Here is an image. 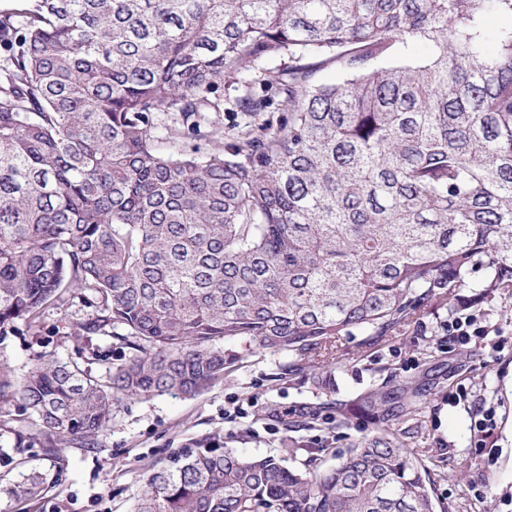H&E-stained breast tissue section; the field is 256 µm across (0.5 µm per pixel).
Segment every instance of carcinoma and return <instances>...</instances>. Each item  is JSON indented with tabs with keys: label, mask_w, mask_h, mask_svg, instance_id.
<instances>
[{
	"label": "carcinoma",
	"mask_w": 512,
	"mask_h": 512,
	"mask_svg": "<svg viewBox=\"0 0 512 512\" xmlns=\"http://www.w3.org/2000/svg\"><path fill=\"white\" fill-rule=\"evenodd\" d=\"M512 0H17L0 8V336L79 298L123 329L100 381L42 355L0 371L13 447L93 448L121 396L192 395L241 341L320 372L456 289L512 288ZM428 48L406 54L408 42ZM345 79L317 84L315 57ZM287 113L205 154L152 113L221 111L262 59ZM416 417L422 392L402 388ZM428 449L382 426L312 472L209 448L144 472L137 512H434ZM47 474L7 487L34 500Z\"/></svg>",
	"instance_id": "carcinoma-1"
}]
</instances>
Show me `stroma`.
Wrapping results in <instances>:
<instances>
[{
  "label": "stroma",
  "mask_w": 512,
  "mask_h": 512,
  "mask_svg": "<svg viewBox=\"0 0 512 512\" xmlns=\"http://www.w3.org/2000/svg\"><path fill=\"white\" fill-rule=\"evenodd\" d=\"M259 71L247 80L225 79L223 109L202 113L188 133L175 112H157L158 133L172 131L176 151L206 153L238 131L277 125L285 113L279 86L264 89L266 108L248 119L238 100L258 87ZM89 308L73 302L47 310L39 328L18 324L0 336V369L23 378L39 354L78 363L103 379L129 361L132 351L109 335L75 336L73 324ZM475 316L488 335L463 346L448 343L456 316ZM508 348L495 352L499 340ZM243 364L196 396L125 397L112 410V429L94 448L65 449L62 469L50 467L41 448L13 449L10 432L0 433V481L20 480L38 468L48 473L41 497L18 502L0 492V512H135L141 475L154 462L199 443L247 456L275 455L289 468L327 466L360 437L395 424L398 395L406 380L425 391L420 415L407 421L415 446L429 449L436 512H512V288H461L434 302L402 336L366 350L348 344L331 370L282 374L290 355L247 351L226 345ZM380 389L391 400L382 415L357 410L354 398ZM495 410L497 426L488 447L477 445L480 409Z\"/></svg>",
  "instance_id": "35a3bbf8"
}]
</instances>
